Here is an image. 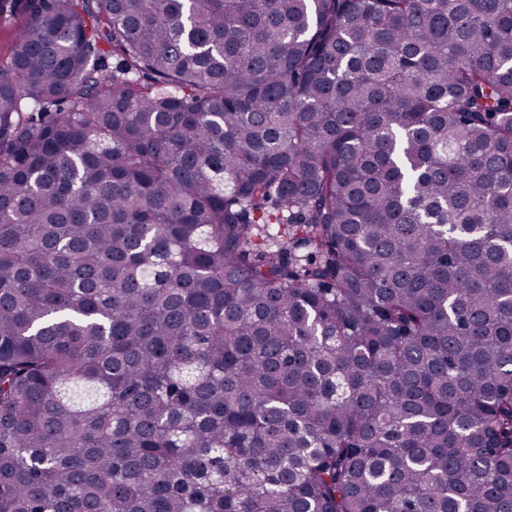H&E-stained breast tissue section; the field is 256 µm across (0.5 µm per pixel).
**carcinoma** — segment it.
Returning <instances> with one entry per match:
<instances>
[{
    "label": "carcinoma",
    "instance_id": "obj_1",
    "mask_svg": "<svg viewBox=\"0 0 512 512\" xmlns=\"http://www.w3.org/2000/svg\"><path fill=\"white\" fill-rule=\"evenodd\" d=\"M0 512H512V0H0Z\"/></svg>",
    "mask_w": 512,
    "mask_h": 512
}]
</instances>
